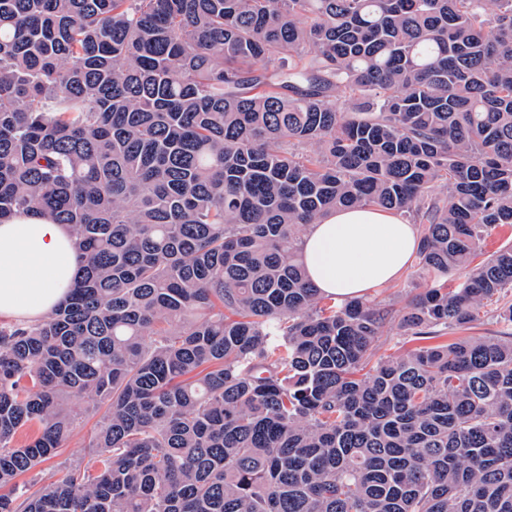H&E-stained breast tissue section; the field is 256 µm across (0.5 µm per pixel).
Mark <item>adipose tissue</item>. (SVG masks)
<instances>
[{
    "instance_id": "adipose-tissue-1",
    "label": "adipose tissue",
    "mask_w": 512,
    "mask_h": 512,
    "mask_svg": "<svg viewBox=\"0 0 512 512\" xmlns=\"http://www.w3.org/2000/svg\"><path fill=\"white\" fill-rule=\"evenodd\" d=\"M419 247L415 225L379 208L341 209L309 225L303 260L322 295L347 301L396 281ZM81 268L66 225L21 213L0 223V316L47 317Z\"/></svg>"
}]
</instances>
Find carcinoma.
<instances>
[{"mask_svg": "<svg viewBox=\"0 0 512 512\" xmlns=\"http://www.w3.org/2000/svg\"><path fill=\"white\" fill-rule=\"evenodd\" d=\"M348 207L421 225L430 280L371 367L389 312L300 255ZM23 211L85 265L0 324V512H512V332L436 342L512 291V242L475 262L512 228V0H0ZM72 396L95 470L32 491Z\"/></svg>", "mask_w": 512, "mask_h": 512, "instance_id": "obj_1", "label": "carcinoma"}]
</instances>
